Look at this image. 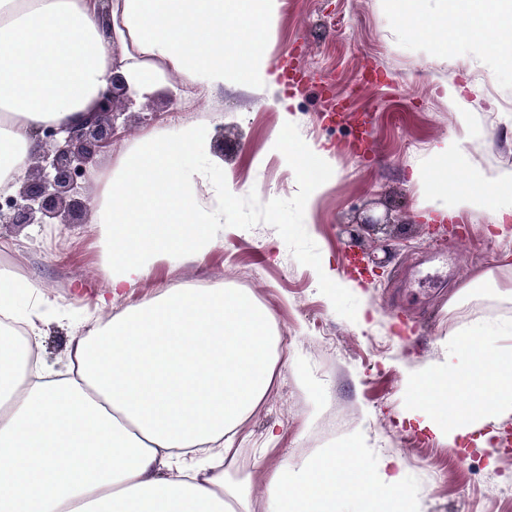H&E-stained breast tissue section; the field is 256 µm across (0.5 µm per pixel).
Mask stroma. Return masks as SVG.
I'll list each match as a JSON object with an SVG mask.
<instances>
[{
    "instance_id": "35a3bbf8",
    "label": "stroma",
    "mask_w": 512,
    "mask_h": 512,
    "mask_svg": "<svg viewBox=\"0 0 512 512\" xmlns=\"http://www.w3.org/2000/svg\"><path fill=\"white\" fill-rule=\"evenodd\" d=\"M267 46L293 85L280 94L299 115L295 135L351 148L337 154L335 177L311 221L299 223L297 179L274 148L278 114L271 94L241 83L219 90L165 75L152 90L134 95L117 124L121 137L94 167L120 157L152 128L186 121L207 130L206 149L231 178L236 195L231 219L204 262L183 258L157 265L131 301L158 289L189 283L221 284L252 296L269 313L280 338L276 372L264 400L238 428L237 466L261 497L268 472L351 444L372 468L378 457L396 458L405 491L418 512H512V415L503 417L493 451L462 440L451 446L411 418L408 370L443 356L449 333L478 319L512 318V304L475 289L449 298L476 273L497 269L512 241L498 239L486 213L449 219L431 232L423 215L433 202L412 179L413 166L433 143L458 129L443 87L464 89L469 110L485 132L472 166L512 168L499 151L512 143V77L493 73L487 58L461 49L457 39L418 50L388 15L382 0H283L268 24ZM389 212L387 233L368 232L359 250L375 252L387 240L392 255L381 270L354 268L341 227L362 212ZM91 224L0 226V257L44 285L45 304L32 317L39 358L62 370L74 333L71 319H96V291L107 285L93 246ZM331 257L340 278L359 293H329L315 269ZM86 283L76 293V283ZM65 308L60 321L49 304ZM366 308L365 325L354 315ZM277 440H269V429Z\"/></svg>"
}]
</instances>
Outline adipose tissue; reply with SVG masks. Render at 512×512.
<instances>
[{
  "label": "adipose tissue",
  "instance_id": "adipose-tissue-1",
  "mask_svg": "<svg viewBox=\"0 0 512 512\" xmlns=\"http://www.w3.org/2000/svg\"><path fill=\"white\" fill-rule=\"evenodd\" d=\"M431 0H392L418 45L482 28L476 50L512 72V0H454L451 13ZM278 0H0V194L16 188L39 149L38 129L84 119L113 71L143 92L154 64L210 89L245 82L277 87L264 47L267 15ZM459 128L435 142L413 178L441 197L434 210L490 214L512 234V169H472L480 138L460 89L446 90ZM275 139L299 179L301 221L309 223L335 150L297 141L289 100L277 102ZM203 126L145 132L120 171H94L90 222L108 284L105 306L125 297L157 263L204 261L235 195L207 157ZM208 186L209 205L196 200ZM41 283L0 269V315L25 322L22 303ZM512 323L480 322L446 342L439 361L410 370L413 417L442 439L512 413V349L492 339ZM0 330V512H336L348 496L382 499L408 512L404 471L391 458L373 470L342 447L302 465H280L252 498L235 470L234 437L273 380L274 336L266 311L247 295L216 285L162 289L75 337L66 374L41 360L21 361Z\"/></svg>",
  "mask_w": 512,
  "mask_h": 512
}]
</instances>
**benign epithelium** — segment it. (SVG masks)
Returning a JSON list of instances; mask_svg holds the SVG:
<instances>
[{"mask_svg":"<svg viewBox=\"0 0 512 512\" xmlns=\"http://www.w3.org/2000/svg\"><path fill=\"white\" fill-rule=\"evenodd\" d=\"M109 91L96 101L88 119L65 128L38 133L39 151L20 178L16 191L0 199V224H72L86 216L90 199L82 193L94 157L112 148L121 106L131 101L125 76L113 71ZM389 224L386 217L367 215L343 226L350 242L366 228Z\"/></svg>","mask_w":512,"mask_h":512,"instance_id":"7a95c632","label":"benign epithelium"}]
</instances>
